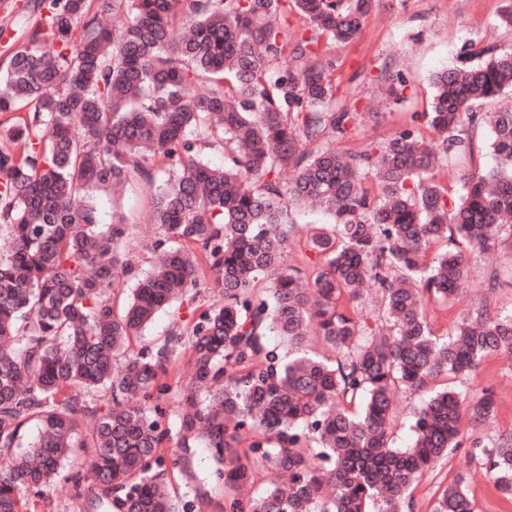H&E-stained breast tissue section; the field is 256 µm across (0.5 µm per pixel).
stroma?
Masks as SVG:
<instances>
[{
	"label": "stroma",
	"instance_id": "obj_1",
	"mask_svg": "<svg viewBox=\"0 0 512 512\" xmlns=\"http://www.w3.org/2000/svg\"><path fill=\"white\" fill-rule=\"evenodd\" d=\"M501 5V0H387L385 7L372 11L356 41L337 45L331 51L336 59L339 96L359 114L357 131L340 141L339 149L359 152L413 126L415 115L427 111L432 101L431 76L458 66L463 45L470 43L479 48L494 42L502 48H512V31L499 25ZM33 22V0H0V26L13 32L7 44H0V56L22 46ZM386 61L392 71L403 73L408 81L402 99L397 102L386 97L380 78ZM493 163L489 137L483 134L474 141L471 156L449 158L447 165L441 166L438 178L453 190L464 171L485 169ZM469 257L471 279L466 294L447 305H428L437 333L450 332L467 315L482 295L486 275L493 270L500 272L501 285L491 299V310L512 312V251L474 250ZM448 383L465 390L472 398L485 388L495 392L497 413L482 428L480 438L512 430V360L495 354L485 359L474 379L450 381L441 376L432 386L439 389ZM188 458L187 471L173 469L167 473L166 480L175 499L193 504L194 512H229L228 493L214 477L208 450L190 449ZM465 460L464 451L450 454L432 474L415 484L416 512H431ZM100 495L93 475L76 459L64 464L56 483L45 491L47 504L41 512H95L89 501Z\"/></svg>",
	"mask_w": 512,
	"mask_h": 512
}]
</instances>
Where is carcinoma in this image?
Returning a JSON list of instances; mask_svg holds the SVG:
<instances>
[{
	"label": "carcinoma",
	"instance_id": "1",
	"mask_svg": "<svg viewBox=\"0 0 512 512\" xmlns=\"http://www.w3.org/2000/svg\"><path fill=\"white\" fill-rule=\"evenodd\" d=\"M377 5L38 0L30 46L0 74V113L25 111L0 129L15 146L0 150V512H38L77 448L115 512H187L160 483L196 443L231 490L261 467L283 477L232 498L230 512H412V486L466 445L468 466L512 500V433L485 443L461 430L465 404L473 428L495 417L493 390L471 403L436 391L413 411L409 447L389 433L396 392L512 359V312L484 302L439 336L426 310L462 295L469 249L498 247L512 224V108L476 111L512 92V49L488 43L468 64L465 47L462 65L435 75L422 119L436 140L410 127L343 152L336 141L359 115L336 100L320 47L356 39ZM292 11L304 25L291 35ZM479 127L497 164L450 192L437 169L471 150ZM133 175L153 188L158 231L144 274L137 225L118 206L102 223L96 204ZM294 207L329 216L306 239L316 261L305 267L285 263ZM204 264L224 303L189 319L176 310L161 344L132 348L199 286ZM366 285L388 323L381 336L361 324ZM271 334L293 354L270 348ZM312 336L337 356L309 350ZM185 348L194 372L170 452L160 378ZM470 475L457 473L433 512H473Z\"/></svg>",
	"mask_w": 512,
	"mask_h": 512
}]
</instances>
